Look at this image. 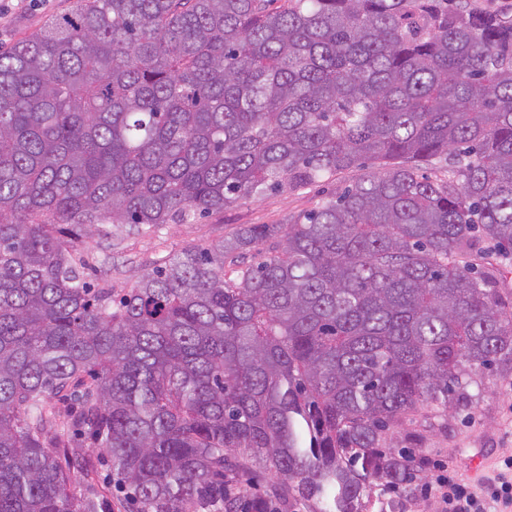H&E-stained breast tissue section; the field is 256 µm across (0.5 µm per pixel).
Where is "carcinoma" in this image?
Returning a JSON list of instances; mask_svg holds the SVG:
<instances>
[{
  "mask_svg": "<svg viewBox=\"0 0 512 512\" xmlns=\"http://www.w3.org/2000/svg\"><path fill=\"white\" fill-rule=\"evenodd\" d=\"M367 165L303 216L186 248L123 293L87 280L95 231ZM511 264L508 13L79 0L0 53V512H110L79 433L131 512L409 494L414 454L383 447L402 418L512 372Z\"/></svg>",
  "mask_w": 512,
  "mask_h": 512,
  "instance_id": "cac0c4a2",
  "label": "carcinoma"
}]
</instances>
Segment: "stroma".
Instances as JSON below:
<instances>
[{"instance_id":"35a3bbf8","label":"stroma","mask_w":512,"mask_h":512,"mask_svg":"<svg viewBox=\"0 0 512 512\" xmlns=\"http://www.w3.org/2000/svg\"><path fill=\"white\" fill-rule=\"evenodd\" d=\"M75 5L76 0H0V52L48 20L69 15ZM356 177L352 171L294 192H272L221 213L164 224L113 242L94 237L86 251L89 277L127 291L137 274L160 265L169 255L208 246L246 225L287 223L341 192ZM394 444L414 449L422 463L415 493L391 494L395 512H438L436 503L421 495L436 464L448 465L458 478L476 486L503 458L512 456V378L495 370L479 373L465 399L452 402L448 412L425 407L406 418L395 429Z\"/></svg>"}]
</instances>
